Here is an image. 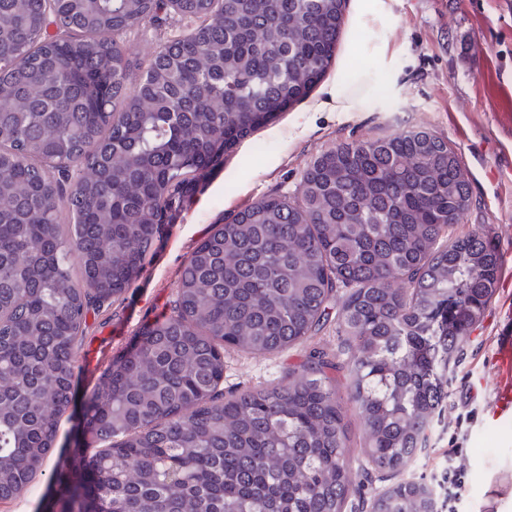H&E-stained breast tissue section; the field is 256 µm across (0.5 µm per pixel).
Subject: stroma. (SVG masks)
<instances>
[{
  "mask_svg": "<svg viewBox=\"0 0 512 512\" xmlns=\"http://www.w3.org/2000/svg\"><path fill=\"white\" fill-rule=\"evenodd\" d=\"M391 5L390 70L377 68L367 51L357 60L372 73L367 111H312L336 77L335 69H328L306 98L242 140L210 171L165 224L140 277L112 306L89 312L86 339L75 351L76 399L61 418L51 466L61 464L69 439L82 429L83 402L106 365L131 348L146 325L171 313L183 264L214 224L261 197L296 195L312 161L332 147L423 130L447 141L470 174V204L450 228V238L494 237L503 265L496 293L453 367L448 405L428 427L425 449L399 477L433 489L453 467L461 474L460 512H512V414L492 415L498 339L512 336V0H391ZM188 27L171 13L133 28L124 42L133 50L136 71L146 68L160 43L181 38ZM340 344L331 318L306 344L273 354L225 348L221 387L228 393L276 384L310 348L332 353ZM337 396L355 468V499L366 503L384 484L365 478L360 419L346 389ZM449 448L455 451L450 463L443 456Z\"/></svg>",
  "mask_w": 512,
  "mask_h": 512,
  "instance_id": "1",
  "label": "stroma"
}]
</instances>
